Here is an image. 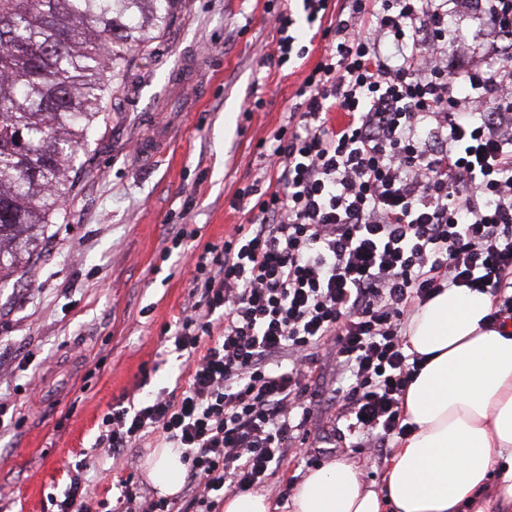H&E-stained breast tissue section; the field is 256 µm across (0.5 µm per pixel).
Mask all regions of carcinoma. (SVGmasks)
I'll list each match as a JSON object with an SVG mask.
<instances>
[{
  "mask_svg": "<svg viewBox=\"0 0 512 512\" xmlns=\"http://www.w3.org/2000/svg\"><path fill=\"white\" fill-rule=\"evenodd\" d=\"M178 0H0V280L68 195L77 150L128 56ZM50 142L53 149L40 148Z\"/></svg>",
  "mask_w": 512,
  "mask_h": 512,
  "instance_id": "obj_1",
  "label": "carcinoma"
}]
</instances>
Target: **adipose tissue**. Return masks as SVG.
<instances>
[{
  "instance_id": "obj_1",
  "label": "adipose tissue",
  "mask_w": 512,
  "mask_h": 512,
  "mask_svg": "<svg viewBox=\"0 0 512 512\" xmlns=\"http://www.w3.org/2000/svg\"><path fill=\"white\" fill-rule=\"evenodd\" d=\"M491 311L488 294L455 286L416 309L406 339L425 363L403 401L414 429L394 447L382 487L337 461L296 485L292 512H467L494 470L495 500L512 502V325H491ZM144 468L163 496L187 473L168 447L153 449Z\"/></svg>"
}]
</instances>
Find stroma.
I'll list each match as a JSON object with an SVG mask.
<instances>
[{
  "instance_id": "stroma-1",
  "label": "stroma",
  "mask_w": 512,
  "mask_h": 512,
  "mask_svg": "<svg viewBox=\"0 0 512 512\" xmlns=\"http://www.w3.org/2000/svg\"><path fill=\"white\" fill-rule=\"evenodd\" d=\"M287 7L311 53L280 67L261 48ZM324 49L300 0H181L169 28L134 52L35 254L0 282V411L16 423L0 433V512H48L77 477L106 512L129 482L155 497L144 460L162 438L116 460L96 445L102 418L186 386L167 331L189 298L191 256L246 223L230 201ZM183 224L196 235L172 249ZM338 380L323 346L306 432L264 488L275 506L310 472L311 449L321 465L354 461L366 484L382 485L391 447L333 450L347 426L331 398Z\"/></svg>"
}]
</instances>
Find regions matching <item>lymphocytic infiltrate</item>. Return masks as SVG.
Wrapping results in <instances>:
<instances>
[{
  "label": "lymphocytic infiltrate",
  "mask_w": 512,
  "mask_h": 512,
  "mask_svg": "<svg viewBox=\"0 0 512 512\" xmlns=\"http://www.w3.org/2000/svg\"><path fill=\"white\" fill-rule=\"evenodd\" d=\"M302 2L326 48L258 154L267 188L236 193L252 217L193 255L173 336L188 385L113 407L97 438L116 456L149 432L183 449V512H213L210 493L248 492L284 461L326 337L339 413L360 447L381 448L408 430L423 358L403 331L417 305L450 286H512V53L450 69L448 15L466 0H340L334 21L330 0Z\"/></svg>",
  "instance_id": "obj_1"
}]
</instances>
